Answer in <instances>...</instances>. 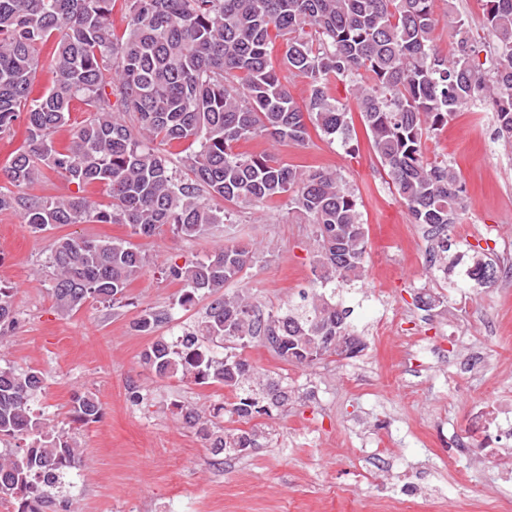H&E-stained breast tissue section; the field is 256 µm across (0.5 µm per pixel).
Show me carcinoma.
<instances>
[{
  "mask_svg": "<svg viewBox=\"0 0 512 512\" xmlns=\"http://www.w3.org/2000/svg\"><path fill=\"white\" fill-rule=\"evenodd\" d=\"M434 0H127L126 33L115 34L112 0H0V135L20 116L26 145L0 177V211H18L35 233L65 224H127L151 238L166 229L181 238L207 235L230 221L229 207L262 206L287 196L314 225L318 287L285 310L263 315L238 281L260 244L215 246L206 258L168 268L183 285L176 305L204 296V315L174 339L157 336L142 365L161 379L179 377L219 384L233 402L213 408L180 407L216 456L262 447L265 433L251 426L226 428L224 414L249 421L288 410L292 391L279 377L259 375L240 350L259 341L281 360L314 365L324 358L353 359L366 344L348 322L350 310L324 289H343L363 278L366 228L354 190L335 171L282 163L275 154L243 155L237 144L264 138L274 145L307 144V124L347 146L353 116L329 96L334 81L353 82L359 117L392 187L415 224L439 232L432 247L443 270L463 187L446 160L429 161L424 139L444 127L459 108L492 107L497 138L512 143V0H484L493 42L473 40L456 21L453 46L441 53L434 39ZM286 45L282 64L307 80L297 103L271 62L276 41ZM53 42L47 61L41 47ZM485 53L489 68L472 58ZM55 80L32 96L38 69ZM86 118L65 153L52 132L69 121L72 103ZM180 142L189 154L173 165L161 146ZM51 170L77 191L55 197L26 192ZM89 183L106 187L112 203L95 208L79 194ZM148 264L124 242L63 236L46 268L58 314L68 316L88 300L121 304L128 285ZM475 281L496 284L498 267L474 262ZM14 289L0 285V347L18 323ZM172 320L169 308H149L132 323L149 335ZM225 343L224 355L204 342ZM45 393L36 368L0 366V439L25 436L23 447L0 450V505L15 512H57L64 474L91 466L73 428L35 409ZM102 406L92 392L72 397V421L95 422Z\"/></svg>",
  "mask_w": 512,
  "mask_h": 512,
  "instance_id": "carcinoma-1",
  "label": "carcinoma"
}]
</instances>
